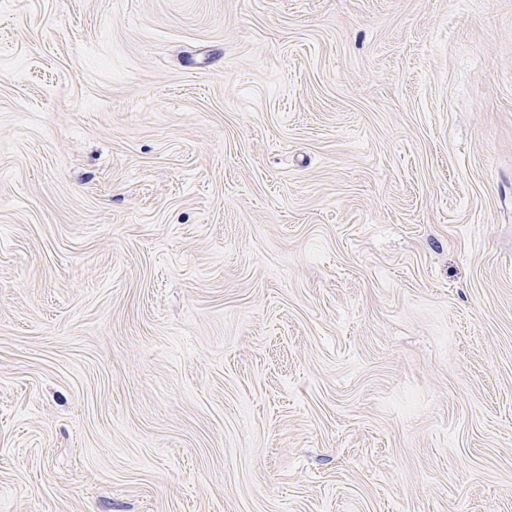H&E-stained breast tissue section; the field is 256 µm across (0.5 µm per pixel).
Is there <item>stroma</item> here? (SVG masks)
<instances>
[{
	"mask_svg": "<svg viewBox=\"0 0 512 512\" xmlns=\"http://www.w3.org/2000/svg\"><path fill=\"white\" fill-rule=\"evenodd\" d=\"M0 512H512V0H0Z\"/></svg>",
	"mask_w": 512,
	"mask_h": 512,
	"instance_id": "stroma-1",
	"label": "stroma"
}]
</instances>
